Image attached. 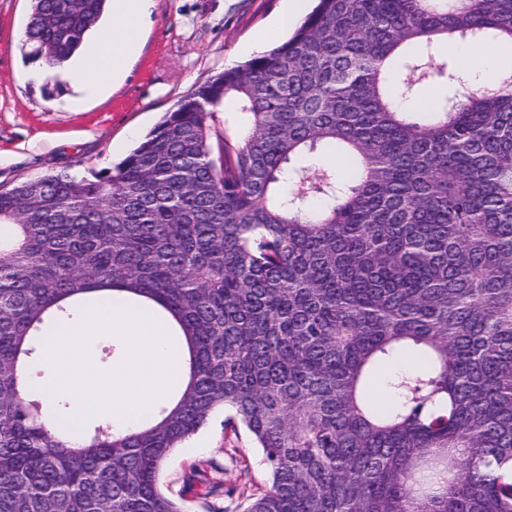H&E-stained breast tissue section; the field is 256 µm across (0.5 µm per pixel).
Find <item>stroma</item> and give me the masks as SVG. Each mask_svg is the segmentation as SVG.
I'll return each instance as SVG.
<instances>
[{
  "instance_id": "obj_1",
  "label": "stroma",
  "mask_w": 512,
  "mask_h": 512,
  "mask_svg": "<svg viewBox=\"0 0 512 512\" xmlns=\"http://www.w3.org/2000/svg\"><path fill=\"white\" fill-rule=\"evenodd\" d=\"M282 0H156L152 24L128 75L101 94L77 89L32 57L23 44L29 0H0V191L47 174L75 177L110 167L163 113L225 68L260 53L258 36ZM216 410L193 437L197 450H176L160 486L183 512H244L246 495L269 482L260 451L245 429L226 428ZM221 484L208 498L200 487Z\"/></svg>"
}]
</instances>
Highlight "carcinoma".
<instances>
[{
  "mask_svg": "<svg viewBox=\"0 0 512 512\" xmlns=\"http://www.w3.org/2000/svg\"><path fill=\"white\" fill-rule=\"evenodd\" d=\"M107 2L30 0L31 54L62 64ZM443 36L512 42V0H318L121 162L0 191V512H183L160 471L220 407L270 472L244 512H512V70L474 90ZM434 77L431 111L395 108ZM228 99L241 129L215 127ZM319 146L349 173L292 164ZM115 288L176 318L189 382L73 447L18 364L43 316Z\"/></svg>",
  "mask_w": 512,
  "mask_h": 512,
  "instance_id": "cac0c4a2",
  "label": "carcinoma"
}]
</instances>
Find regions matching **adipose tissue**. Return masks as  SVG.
<instances>
[{"label": "adipose tissue", "instance_id": "ef3b65f1", "mask_svg": "<svg viewBox=\"0 0 512 512\" xmlns=\"http://www.w3.org/2000/svg\"><path fill=\"white\" fill-rule=\"evenodd\" d=\"M154 7L155 0H112V14L95 33L86 53L66 62L71 82L101 93L124 79L131 59L141 48L143 27ZM448 50L470 71L478 86L512 62V45L503 42L485 46L456 41Z\"/></svg>", "mask_w": 512, "mask_h": 512}]
</instances>
